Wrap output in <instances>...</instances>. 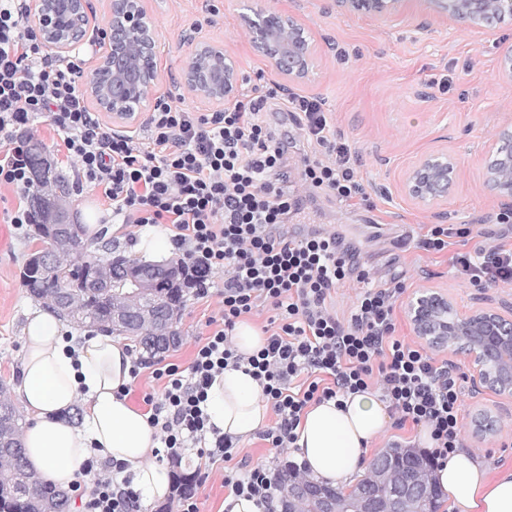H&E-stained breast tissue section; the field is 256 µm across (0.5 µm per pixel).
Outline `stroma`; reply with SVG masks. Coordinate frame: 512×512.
I'll return each mask as SVG.
<instances>
[{
  "mask_svg": "<svg viewBox=\"0 0 512 512\" xmlns=\"http://www.w3.org/2000/svg\"><path fill=\"white\" fill-rule=\"evenodd\" d=\"M266 7L290 12L305 27L317 48L321 65L295 92L325 98L333 120L358 151V172L374 203L372 210L353 209L320 197L312 205L317 224L359 243L364 262L377 282L404 279L407 290L397 310V334L406 341L416 335L409 315L413 298L429 286L444 289L460 311L501 306L512 301V285L474 288L463 283L448 253L419 248L418 242L437 224L476 222L484 245H494L503 233L498 213L512 209L483 183L492 161L491 141L512 123V82L497 75L502 54L512 49V19L487 30L471 29L461 19H444L418 11L405 20L383 23L347 17L335 0H264ZM153 14L159 44L157 93H173L198 112L210 106L197 100L182 82L192 53L189 35L223 42L245 85L270 82L277 75L273 62L251 44L241 20L240 0H146ZM449 74L450 92L429 83L431 75ZM445 149L454 157L457 177L447 200L424 210L397 191L402 174L422 155ZM64 185L58 195L74 223L94 212L104 228L96 241L99 255L108 248L131 255L141 227H114L112 209L92 185L77 187V161L56 166ZM18 200L0 188V385L15 388L19 379L22 330L33 302L22 272L29 254L41 248L29 224H11L8 211ZM207 298L188 295L180 312L182 340L164 361L188 366L206 321L222 309L224 273L210 275ZM462 438L468 452L491 472L512 469V402L463 380ZM481 412L496 416L493 435L472 432Z\"/></svg>",
  "mask_w": 512,
  "mask_h": 512,
  "instance_id": "obj_1",
  "label": "stroma"
}]
</instances>
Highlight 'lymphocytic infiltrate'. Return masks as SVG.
<instances>
[{
    "label": "lymphocytic infiltrate",
    "mask_w": 512,
    "mask_h": 512,
    "mask_svg": "<svg viewBox=\"0 0 512 512\" xmlns=\"http://www.w3.org/2000/svg\"><path fill=\"white\" fill-rule=\"evenodd\" d=\"M25 0H0V133L13 135L46 118L81 176L109 201L125 224L166 225L195 296L210 292L209 273L224 272L220 317L200 339L188 369H153L160 392L147 393V421L160 442L153 455L180 465L195 445L197 472L208 480L225 463L224 486L275 512L280 478L301 464L281 460L245 469L234 462L236 438L208 423L207 390L227 367H246L262 387L275 422L260 437L289 448L312 404L378 387L398 429L425 427L431 465L462 448L461 390L454 364L436 363L423 346L396 334L397 301L407 286L394 278L372 285L361 251L342 234L295 227L306 200L303 182L349 207H370L356 169L357 151L333 123L325 99L280 97L277 86L255 87L214 112H196L180 98L160 97L145 124L148 142L115 131L90 112L76 85L80 67L45 49L26 26ZM280 115L314 149L300 167L288 161V139L269 114ZM25 198L32 172L23 146L0 157V186ZM453 267L476 288L512 284V243L457 252ZM363 285L346 316L332 295L349 278ZM273 311L268 337L255 354H238L235 326L261 305ZM124 464L88 460L74 483L82 512H139L140 495L122 479Z\"/></svg>",
    "instance_id": "f902f5d3"
}]
</instances>
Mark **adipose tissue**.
Wrapping results in <instances>:
<instances>
[{"label": "adipose tissue", "mask_w": 512, "mask_h": 512, "mask_svg": "<svg viewBox=\"0 0 512 512\" xmlns=\"http://www.w3.org/2000/svg\"><path fill=\"white\" fill-rule=\"evenodd\" d=\"M63 330V322L43 308L30 310L23 328L19 395L32 421L22 434L28 468L43 483L66 490L97 451L126 464L144 500H164L171 476L151 460L155 431L123 392L132 365L126 343L99 334L68 338ZM77 410L82 420L76 424L71 417ZM206 411L210 425L235 438L267 424L260 386L241 368L215 376ZM389 421L386 405L370 391L311 405L296 430L295 453L317 481L348 487ZM434 477L448 495L450 512H512V470L490 476L460 450Z\"/></svg>", "instance_id": "adipose-tissue-1"}]
</instances>
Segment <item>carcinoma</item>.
I'll return each instance as SVG.
<instances>
[{
    "mask_svg": "<svg viewBox=\"0 0 512 512\" xmlns=\"http://www.w3.org/2000/svg\"><path fill=\"white\" fill-rule=\"evenodd\" d=\"M58 180L43 172L34 182L35 196L43 200V207L35 214V234L43 243V251L54 254V243L62 236L73 237L77 242L69 251L57 258V268L66 271L61 279H52L41 270L25 263L24 281L29 294L36 300L48 299L57 305V292L66 286L84 296L83 304L67 309L61 317L64 321L81 328H98L110 324L112 313V296L102 288H94L90 283L93 277L94 261L90 246L83 241L79 228L75 225L59 223L56 210V188ZM185 285L162 281L155 288L159 309L166 312L168 319H173L174 310H179L185 303ZM157 325L142 326L138 331L137 341L145 351L156 354L158 346L167 341L160 335ZM24 423L19 410L7 397L0 399V512H65L67 499L60 491L35 478L24 462V448L21 434ZM390 460L393 472L388 482L376 479V471L382 459ZM404 458L413 460L414 477L420 486L415 500L414 512H437L436 504L439 489L432 478V467L423 456L402 448H389L370 465V476L361 481L374 496L387 498L395 490L399 475V462Z\"/></svg>",
    "mask_w": 512,
    "mask_h": 512,
    "instance_id": "cac0c4a2",
    "label": "carcinoma"
}]
</instances>
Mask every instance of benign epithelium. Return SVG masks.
Wrapping results in <instances>:
<instances>
[{
  "label": "benign epithelium",
  "instance_id": "benign-epithelium-1",
  "mask_svg": "<svg viewBox=\"0 0 512 512\" xmlns=\"http://www.w3.org/2000/svg\"><path fill=\"white\" fill-rule=\"evenodd\" d=\"M336 0L348 17L374 19L402 16L416 5H424L443 16L464 19L476 30L490 27L493 20L512 17V0ZM73 24L55 11L54 0H32L29 16L46 45L69 58L83 44L90 26L87 0H72ZM244 20L255 47L274 61L287 83H305L318 70V55L305 28L286 12H270L262 0H247ZM102 51L93 72L87 76L85 92L104 112L125 124L136 122L138 113L154 109L159 48L156 22L144 0H111L106 27L98 34ZM194 49L182 72V80L201 100L215 106L235 95L242 78L224 44L191 38ZM494 159L485 171V182L498 196L512 198V128L505 127L490 148ZM455 177L453 159L446 153L428 154L406 173L402 191L415 204L433 207L448 198ZM95 286L125 297L115 308L112 322L130 334L145 322L157 320L154 286L161 279L179 276L178 265L125 268L117 259L97 258ZM417 336L434 347L461 351L480 386L512 401V316L494 307H478L461 313L447 292L432 287L410 305ZM496 419L481 412L474 430L479 436L493 432ZM404 493L384 504L363 491L352 494V512H407L404 499L412 493L408 467L402 468Z\"/></svg>",
  "mask_w": 512,
  "mask_h": 512
}]
</instances>
